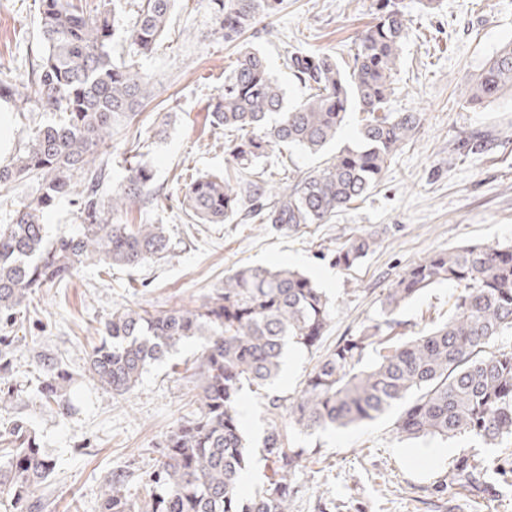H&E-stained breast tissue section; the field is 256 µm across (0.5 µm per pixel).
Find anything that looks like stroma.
<instances>
[{"label":"stroma","mask_w":512,"mask_h":512,"mask_svg":"<svg viewBox=\"0 0 512 512\" xmlns=\"http://www.w3.org/2000/svg\"><path fill=\"white\" fill-rule=\"evenodd\" d=\"M403 3L409 36L389 107L421 113V124L363 201L328 223L295 230L256 222L196 224L181 208L185 179L233 171L224 153L231 135L212 127L210 107L239 44L224 42L213 12L199 0H176L169 27L148 56L124 36L118 39L114 57L151 75L154 97L113 136L106 157L109 182L123 180L134 136L151 139L154 199L129 211L126 221L165 225L178 254L136 269L115 266L107 274L84 268L60 287L40 292L15 325H0V334L13 340L11 381L22 392L20 401L0 403V434L25 422L56 463L37 492L42 512H98L107 476L120 469L141 475L166 433L195 408L198 338L152 365L128 394L112 395L87 379V355L99 341L95 330L112 310L194 303L222 287L225 274L246 265L285 263L323 288L334 315L319 346L289 348L273 384L259 395L242 394L240 408L258 431L249 445L257 448L268 429L267 399L297 396L319 360L379 319L383 296L410 264L469 244H512V91L476 106L462 98L486 61L512 42V0H441L434 10L420 0ZM375 8V0H284L276 15L245 32L241 44L265 55L293 105L307 90L287 57L295 51L326 54L350 70L354 41L373 24ZM38 25L39 0H0V66L16 79H25L44 52ZM52 119L40 106L17 108L0 98V166ZM360 119L351 113L323 153L277 147L258 166L278 178L321 170L355 141ZM161 124L166 132L158 138L154 132ZM364 233L377 240L373 252L352 268L337 266V251ZM455 293L442 282L398 310L396 342L447 321ZM49 353L71 377L74 408L66 415L35 395L40 360ZM400 413L396 407L347 428L292 431V444L306 449L308 457L293 479L292 512H512V488L484 496L464 489L445 492L448 469L470 440L399 438Z\"/></svg>","instance_id":"obj_1"}]
</instances>
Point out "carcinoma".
<instances>
[{
	"instance_id": "obj_1",
	"label": "carcinoma",
	"mask_w": 512,
	"mask_h": 512,
	"mask_svg": "<svg viewBox=\"0 0 512 512\" xmlns=\"http://www.w3.org/2000/svg\"><path fill=\"white\" fill-rule=\"evenodd\" d=\"M175 0H141L127 37L142 54L166 31ZM217 33L238 39L259 19L275 14L281 0H207ZM379 16L355 41L352 73L330 56L294 53L289 67L309 90L288 106L285 92L263 55L244 48L224 74L211 112L215 126L238 132L224 144L235 176H200L185 183L182 205L199 224H231L244 205L261 224L297 229L326 224L364 198L393 155L414 137L418 112H390L387 103L404 40L409 34L401 0H377ZM40 36L45 56L26 82L0 80V97L31 102L56 120L36 129L11 164L0 167V193L32 180L39 194L0 224V322L13 323L44 288L71 280L89 266L135 268L177 256L162 224H127L123 217L145 201L152 164L138 158L112 190L97 159L112 133L129 125L153 97L152 77L112 57L115 22L105 9L84 12L71 0H41ZM512 89V43L488 62L465 92L480 104ZM365 114L359 144L332 156L321 171L301 176L278 192L254 166L275 146L310 153L336 141L348 113ZM76 205L77 233L46 240L44 212L59 198ZM377 244L371 234L352 238L336 264L357 265ZM459 288L448 321L393 346L369 365V348L395 313L420 291L440 282ZM333 315L326 293L310 276L286 265L240 267L191 308L150 311L120 308L104 321L88 355V379L122 396L143 373L181 342L205 340L196 359L197 412L165 437L161 456L129 492V476L114 472L101 495L100 512H291V480L307 450L290 446L292 429L316 431L373 420L394 407L401 437L448 440L467 437L485 448L512 442V349L496 348L512 335V245L471 244L434 252L411 264L388 289L380 320L336 346L308 374L300 394L283 405L269 402L270 428L261 456L274 474L246 499L240 489L253 449L243 433L239 397L264 388L281 372L288 343L318 346ZM12 340L0 336V400L10 386ZM70 376L60 361L43 355L37 396L61 411L71 409ZM0 493L15 512H40L36 489L54 472L38 439L22 422L0 436ZM491 469L477 449L464 451L448 469V490H495Z\"/></svg>"
}]
</instances>
